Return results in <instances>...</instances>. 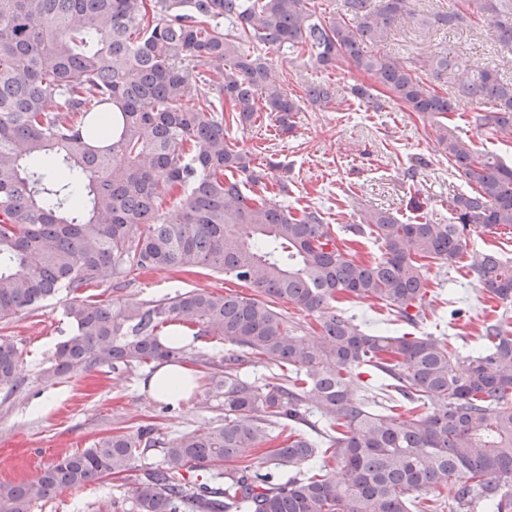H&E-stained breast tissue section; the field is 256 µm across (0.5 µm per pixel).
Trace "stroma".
<instances>
[{
	"mask_svg": "<svg viewBox=\"0 0 512 512\" xmlns=\"http://www.w3.org/2000/svg\"><path fill=\"white\" fill-rule=\"evenodd\" d=\"M444 48L469 65L493 68L504 81L512 80V49L499 45L480 27L434 24L423 31L400 25L378 50L409 62ZM266 54L276 83L288 94L302 96L306 84L327 79L335 83L343 100L342 105L321 109L303 104L296 129L288 135L277 134L267 118L244 129L230 128L236 148L252 154L255 161L271 157L287 165L289 192L275 195V202L317 209L338 244L347 247L358 261L371 259L378 252L373 239L355 240L346 230L347 225L358 223L363 211L381 210L404 221L413 216L410 200L416 197L423 205L422 216L447 223L453 197L465 192L467 185L449 168L429 122L395 101L384 100L377 109L367 100L351 96V85L369 81L355 68L317 69L305 64L303 53L292 49L270 48ZM426 82L458 99V111L450 120L475 148L512 161L511 138L468 122V115L481 110V103L459 98L456 86L448 82L431 76ZM419 157L425 158V166L416 167V175H409V167H415ZM423 274L428 293L417 323L394 319L386 307L373 300L340 297L335 306L356 316L366 331L428 334L452 342L466 354L479 348L484 325L498 322L512 326V310L504 311L500 303L489 298L470 270L468 259L452 265L430 261ZM189 290L242 296L251 293L243 283L200 269L152 270L137 276L128 287L117 290L104 284L92 288L91 293L100 301H148ZM68 300V295L61 294L30 312L0 322V336L11 338L22 353L19 375L24 381L20 392L0 390V485L33 479L58 455L91 447L116 432L128 434L151 425L157 434L173 437L223 423L224 400L214 389V364L228 345L216 338L192 346L193 366L201 373L204 385L189 404L176 409L165 408L145 390L151 370L147 364L129 372L102 367L52 384L45 382L43 372L68 329L63 316ZM49 396L56 399L53 409L37 411V404ZM159 459L158 451H148L133 470L63 491L39 503L34 512H93L102 499L127 500L144 469Z\"/></svg>",
	"mask_w": 512,
	"mask_h": 512,
	"instance_id": "obj_1",
	"label": "stroma"
}]
</instances>
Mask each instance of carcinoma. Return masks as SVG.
Returning <instances> with one entry per match:
<instances>
[{
    "mask_svg": "<svg viewBox=\"0 0 512 512\" xmlns=\"http://www.w3.org/2000/svg\"><path fill=\"white\" fill-rule=\"evenodd\" d=\"M475 1L493 38L512 46V0H454L433 17L410 0H344L327 20L311 0H0V319L74 294L47 382L179 361L185 347L161 340L166 324L233 346L216 384L223 424L170 439L145 427L60 455L34 480L0 485V512H33L60 492L130 471L152 448L161 458L143 471L126 512H512V331L489 324L480 348L462 356L430 335L369 333L332 306L339 295L376 300L414 323L428 292L419 261L452 264L470 233L512 230V163L440 122L456 102L423 75L486 101L475 125L510 137L512 82L446 48L410 63L374 50L397 23L467 26ZM249 43L308 47L325 70L352 66L437 125L448 164L470 186L451 201L448 223L371 211L347 226L378 244L379 256L360 262L317 210L267 200L272 179L288 194V177L273 175L281 164L254 163L227 142L226 126L245 128L266 112L289 134L301 106L271 84L268 58ZM304 95L321 107L338 90L324 80ZM470 266L490 298L512 307V262L479 252ZM195 268L233 276L255 295L191 290L121 302L116 312L76 295L122 287L136 272ZM281 303L316 315L320 336L295 335ZM251 358L288 374L258 384L235 370ZM21 360L0 336V388H18ZM364 368L405 413L367 396ZM312 411L324 426L309 420ZM285 425L266 468L243 462L187 477ZM326 442L336 468L302 470Z\"/></svg>",
    "mask_w": 512,
    "mask_h": 512,
    "instance_id": "carcinoma-1",
    "label": "carcinoma"
}]
</instances>
